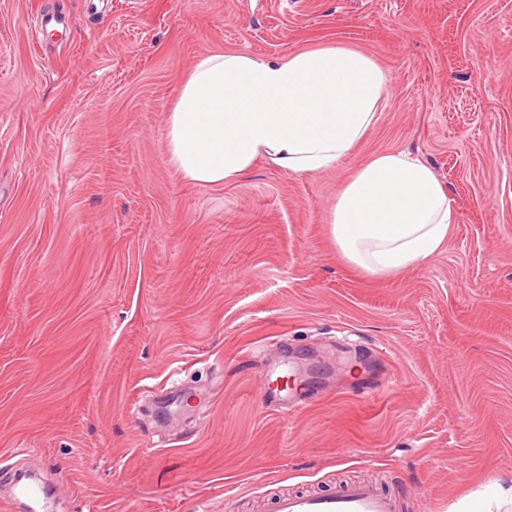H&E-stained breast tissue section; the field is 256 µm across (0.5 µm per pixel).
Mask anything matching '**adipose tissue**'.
Wrapping results in <instances>:
<instances>
[{
	"instance_id": "1",
	"label": "adipose tissue",
	"mask_w": 512,
	"mask_h": 512,
	"mask_svg": "<svg viewBox=\"0 0 512 512\" xmlns=\"http://www.w3.org/2000/svg\"><path fill=\"white\" fill-rule=\"evenodd\" d=\"M387 92L374 59L341 46L275 60L207 52L166 114L170 162L196 185L234 182L259 158L298 175L317 173L365 136ZM455 221L433 169L400 151L361 166L329 215L339 252L374 277L427 261Z\"/></svg>"
}]
</instances>
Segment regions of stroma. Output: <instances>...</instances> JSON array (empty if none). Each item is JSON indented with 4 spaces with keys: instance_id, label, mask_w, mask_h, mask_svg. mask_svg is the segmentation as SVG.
<instances>
[{
    "instance_id": "35a3bbf8",
    "label": "stroma",
    "mask_w": 512,
    "mask_h": 512,
    "mask_svg": "<svg viewBox=\"0 0 512 512\" xmlns=\"http://www.w3.org/2000/svg\"><path fill=\"white\" fill-rule=\"evenodd\" d=\"M330 45L388 78L336 166L170 165L201 54ZM386 151L431 166L457 221L378 278L328 220ZM287 365L319 389L295 413L259 397ZM174 393L191 407L158 417ZM23 464L47 512H258L345 479L464 512L512 482V0H0V487Z\"/></svg>"
}]
</instances>
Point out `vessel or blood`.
<instances>
[{"instance_id": "1", "label": "vessel or blood", "mask_w": 512, "mask_h": 512, "mask_svg": "<svg viewBox=\"0 0 512 512\" xmlns=\"http://www.w3.org/2000/svg\"><path fill=\"white\" fill-rule=\"evenodd\" d=\"M42 490L32 484L17 485L11 497L0 500V512H15L21 501L38 506ZM398 495L385 493L373 483L340 481L335 491L289 492L276 495L273 512H401Z\"/></svg>"}]
</instances>
